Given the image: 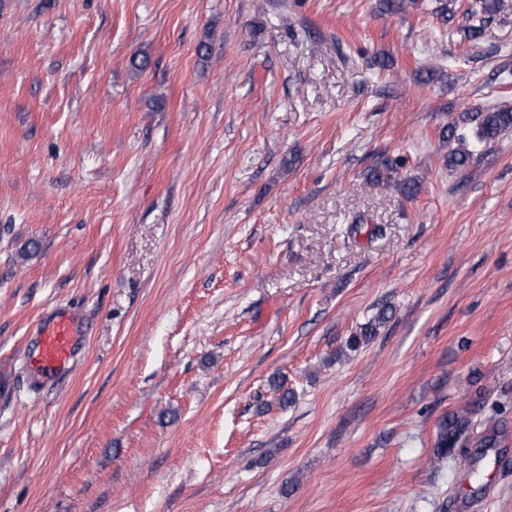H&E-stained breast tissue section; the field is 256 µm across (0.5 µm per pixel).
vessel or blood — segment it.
Returning a JSON list of instances; mask_svg holds the SVG:
<instances>
[{"mask_svg":"<svg viewBox=\"0 0 512 512\" xmlns=\"http://www.w3.org/2000/svg\"><path fill=\"white\" fill-rule=\"evenodd\" d=\"M78 322L67 310L57 308L44 316L35 333L34 381L73 370L78 349Z\"/></svg>","mask_w":512,"mask_h":512,"instance_id":"1","label":"vessel or blood"}]
</instances>
